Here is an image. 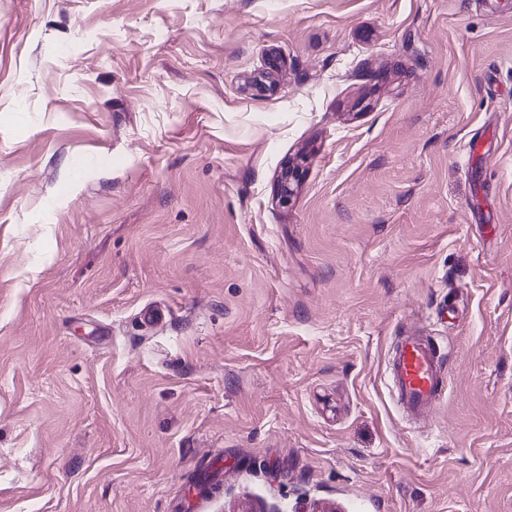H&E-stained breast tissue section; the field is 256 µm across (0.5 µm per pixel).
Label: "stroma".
Returning <instances> with one entry per match:
<instances>
[{
    "label": "stroma",
    "mask_w": 512,
    "mask_h": 512,
    "mask_svg": "<svg viewBox=\"0 0 512 512\" xmlns=\"http://www.w3.org/2000/svg\"><path fill=\"white\" fill-rule=\"evenodd\" d=\"M0 512H512V0H0ZM388 371L398 406L415 417L435 408L444 396L445 361L428 337L398 336Z\"/></svg>",
    "instance_id": "stroma-1"
}]
</instances>
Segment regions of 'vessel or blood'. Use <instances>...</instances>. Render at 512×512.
Here are the masks:
<instances>
[{
	"label": "vessel or blood",
	"mask_w": 512,
	"mask_h": 512,
	"mask_svg": "<svg viewBox=\"0 0 512 512\" xmlns=\"http://www.w3.org/2000/svg\"><path fill=\"white\" fill-rule=\"evenodd\" d=\"M388 371L398 406L413 416L435 408L444 396L445 361L427 337H398Z\"/></svg>",
	"instance_id": "vessel-or-blood-1"
}]
</instances>
